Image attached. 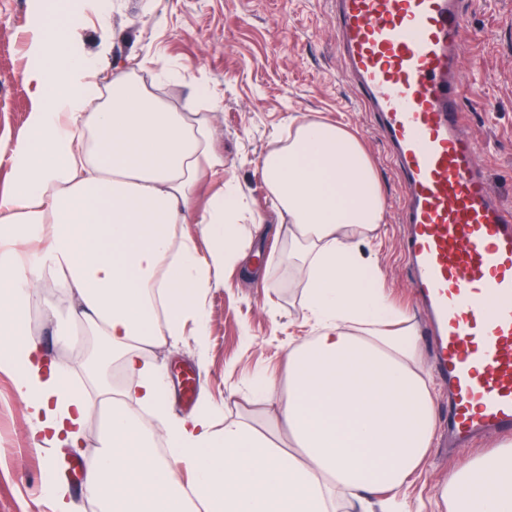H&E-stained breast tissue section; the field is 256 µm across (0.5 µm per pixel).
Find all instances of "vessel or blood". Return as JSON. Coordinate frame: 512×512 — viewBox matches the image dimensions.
<instances>
[{
	"instance_id": "b4317fda",
	"label": "vessel or blood",
	"mask_w": 512,
	"mask_h": 512,
	"mask_svg": "<svg viewBox=\"0 0 512 512\" xmlns=\"http://www.w3.org/2000/svg\"><path fill=\"white\" fill-rule=\"evenodd\" d=\"M339 53L403 188L409 287L448 385V436L512 433V205L464 132L466 0H329Z\"/></svg>"
}]
</instances>
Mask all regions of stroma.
Masks as SVG:
<instances>
[{
	"label": "stroma",
	"mask_w": 512,
	"mask_h": 512,
	"mask_svg": "<svg viewBox=\"0 0 512 512\" xmlns=\"http://www.w3.org/2000/svg\"><path fill=\"white\" fill-rule=\"evenodd\" d=\"M110 5L105 31L94 11L86 10L80 31L85 48L97 50L101 37H108L118 64L175 109L184 106L197 84L208 86L212 123L224 150V177L207 182L199 198L207 200L224 181L240 186L251 215L242 226L241 243L268 270L267 279L246 280L238 269L225 268L222 286L201 298L205 336H197L190 321L177 342L154 349L151 360L162 367L172 389L169 415L194 413L207 398L214 405V431L236 420L263 426L264 403L246 401L249 383L261 373L286 380L287 351L312 335L302 286L284 259L286 247L277 232L281 218L261 168L276 140L302 120L349 130L369 156L385 207L371 248L386 288L419 329L425 366L434 368L426 316L411 297L401 258L402 186L357 88L345 75L327 0H110ZM469 20L460 47L464 123L480 146V162L495 192L512 204V0H473ZM29 22L30 0H0V137L25 131L31 98L21 72ZM148 57L153 60L149 66L144 63ZM161 70L174 77L159 85L155 74ZM255 222L265 226L263 237H252ZM58 308V314L41 316L31 332L72 382L96 396L84 378L85 333L72 331L66 301ZM188 387L193 390L189 399L184 396ZM33 431L10 375L0 371V512H53L42 496L49 472L68 485L73 512H98L83 488L70 483L68 472L98 448L99 411L90 412L78 449L44 451ZM470 454L467 448L451 454L433 443L405 488L414 512H433L449 474Z\"/></svg>",
	"instance_id": "35a3bbf8"
}]
</instances>
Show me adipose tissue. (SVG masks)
<instances>
[{"label":"adipose tissue","mask_w":512,"mask_h":512,"mask_svg":"<svg viewBox=\"0 0 512 512\" xmlns=\"http://www.w3.org/2000/svg\"><path fill=\"white\" fill-rule=\"evenodd\" d=\"M56 36H49L47 26ZM22 71L31 108L25 136L0 142L11 186L0 192V333L23 327L43 285L65 289L71 318L112 347L92 358L104 442L89 459L86 489L100 512H410L395 491L425 462L436 431L435 385L416 325L392 303L362 243L376 238L384 205L358 139L324 122L300 123L262 159L285 220L288 258L304 286L316 334L288 354V379H254L273 406L268 431L245 421L209 425L210 404L168 418V384L149 363L179 336L219 271L257 274L239 241L246 202L224 185L206 205L204 179L224 172V153L196 86L186 111L168 106L133 73L113 71L100 89L109 42L85 51L75 0L53 18L36 6ZM97 111H89L93 101ZM193 224L209 244L177 236ZM135 380L108 384V366ZM18 399L55 445L78 447L92 409L63 369L45 365L35 338L0 347ZM154 410L155 425L131 406ZM161 430L165 454L152 445ZM287 434L291 450L272 439ZM187 471L182 484L177 474ZM447 512H512V440L471 454L441 492Z\"/></svg>","instance_id":"adipose-tissue-1"}]
</instances>
